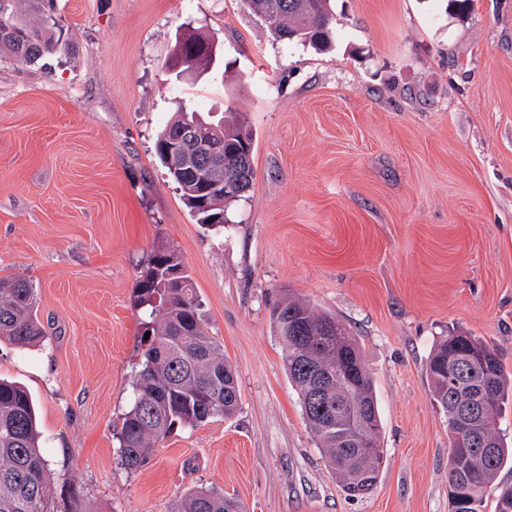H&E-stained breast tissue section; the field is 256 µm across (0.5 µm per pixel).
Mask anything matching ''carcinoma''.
Here are the masks:
<instances>
[{
  "label": "carcinoma",
  "mask_w": 512,
  "mask_h": 512,
  "mask_svg": "<svg viewBox=\"0 0 512 512\" xmlns=\"http://www.w3.org/2000/svg\"><path fill=\"white\" fill-rule=\"evenodd\" d=\"M287 1L295 2L243 0L264 20L273 37L296 41L318 52L329 50L336 21L331 0H305L310 5L305 12L283 7ZM34 2L9 0L7 13L0 15V26L11 18L22 22L35 38L33 50L20 54L0 46V55L24 66L48 70L50 60L74 55L61 44L63 38H72L74 33L56 26ZM209 40V36L195 30L181 36L190 69L205 72L215 65L216 59L202 55V47ZM190 124L195 127L191 140L195 152L220 144L227 155L240 150L243 141L253 142V137L234 112L228 111L216 121L196 109L182 108L158 135L156 155L198 223L224 224L228 205L252 186L254 169L247 168L243 185H233L221 196L207 193L193 163H171L164 153L166 143L179 138ZM137 293L138 306L148 316L145 331L150 337L141 339L135 399L118 435L122 464L131 472L148 463L155 445L175 427H199L217 417L230 418L240 408L237 373L207 331L202 303L182 257L171 249L155 252L142 271ZM273 322L277 333L286 323L301 331L299 336H281L279 340L285 350L289 379L322 448L326 466L349 496L367 494L377 481L384 450L372 376L368 373L351 380L344 370L347 365L364 362L357 338L337 317L296 300L279 304ZM46 337L37 317L31 282L19 273L0 277V340L25 348ZM307 354L311 364H322L336 376L331 394L313 407L308 405L300 366ZM426 374L434 401L448 417V483L461 480V489L448 494L450 512H486L488 488L501 470L512 467V446L499 427L502 413L512 400V373L505 371L497 351L487 342L450 332L428 357ZM348 397L358 407H369V432L374 441V447L360 455L353 468L344 463V455L353 450L345 441L351 426V415L344 412ZM465 403L472 404L476 433L494 444L493 452L456 447L459 423L455 412ZM53 499L32 398L21 385L0 379V512H54ZM172 512H243V507L234 498L201 488L185 494Z\"/></svg>",
  "instance_id": "1"
}]
</instances>
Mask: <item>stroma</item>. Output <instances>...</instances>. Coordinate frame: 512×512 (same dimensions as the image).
Listing matches in <instances>:
<instances>
[{"mask_svg": "<svg viewBox=\"0 0 512 512\" xmlns=\"http://www.w3.org/2000/svg\"><path fill=\"white\" fill-rule=\"evenodd\" d=\"M335 0L319 54L274 40L242 0H58L73 60L0 56V276L24 274L47 336L0 342L37 408L55 504L171 512L197 488L245 512H449L448 419L425 362L450 330L512 372V0ZM226 72L185 83L253 136L252 188L207 228L154 153L175 109L165 64L187 27ZM182 257L238 375L235 416L175 428L136 472L117 436L144 331L137 281ZM296 299L362 345L381 417L373 490L348 497L309 429L272 327Z\"/></svg>", "mask_w": 512, "mask_h": 512, "instance_id": "1", "label": "stroma"}]
</instances>
